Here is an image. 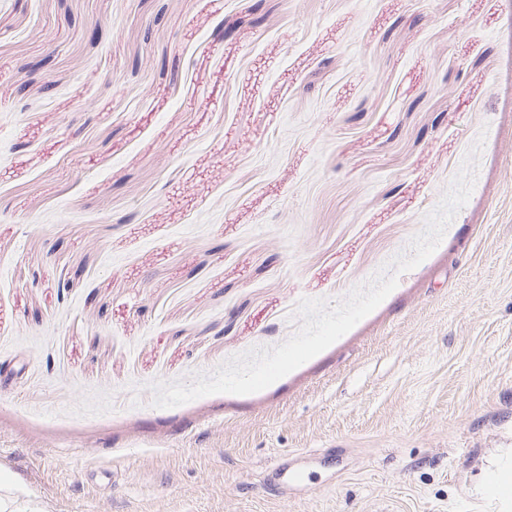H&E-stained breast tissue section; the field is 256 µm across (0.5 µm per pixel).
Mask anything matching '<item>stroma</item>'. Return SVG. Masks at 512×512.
I'll use <instances>...</instances> for the list:
<instances>
[{
	"mask_svg": "<svg viewBox=\"0 0 512 512\" xmlns=\"http://www.w3.org/2000/svg\"><path fill=\"white\" fill-rule=\"evenodd\" d=\"M48 66H41V59ZM434 253L266 389L153 407ZM512 0H0V469L52 512H502ZM303 484L268 493L278 462Z\"/></svg>",
	"mask_w": 512,
	"mask_h": 512,
	"instance_id": "35a3bbf8",
	"label": "stroma"
}]
</instances>
